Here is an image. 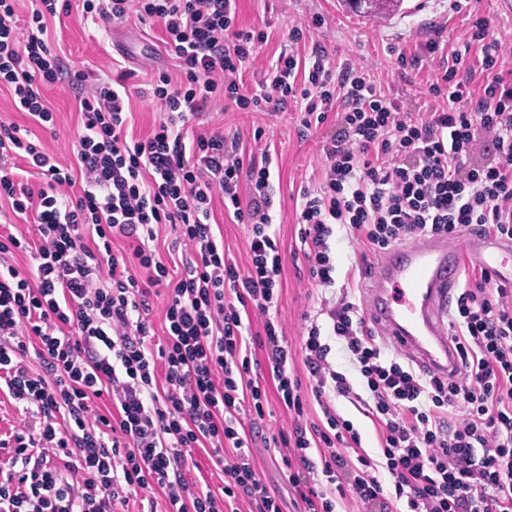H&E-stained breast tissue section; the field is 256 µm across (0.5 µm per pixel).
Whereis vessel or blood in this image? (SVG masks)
<instances>
[{
	"mask_svg": "<svg viewBox=\"0 0 512 512\" xmlns=\"http://www.w3.org/2000/svg\"><path fill=\"white\" fill-rule=\"evenodd\" d=\"M505 252H512V240L494 237L473 238L462 251L444 237L395 247L374 268L367 290L370 316L392 345L431 372L450 374L458 354L446 315L463 261L471 259L512 284L501 258Z\"/></svg>",
	"mask_w": 512,
	"mask_h": 512,
	"instance_id": "b4317fda",
	"label": "vessel or blood"
}]
</instances>
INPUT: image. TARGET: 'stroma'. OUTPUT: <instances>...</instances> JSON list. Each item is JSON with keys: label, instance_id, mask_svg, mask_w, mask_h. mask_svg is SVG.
Instances as JSON below:
<instances>
[{"label": "stroma", "instance_id": "1", "mask_svg": "<svg viewBox=\"0 0 512 512\" xmlns=\"http://www.w3.org/2000/svg\"><path fill=\"white\" fill-rule=\"evenodd\" d=\"M238 14L240 27L269 34L268 42L259 52V65L243 74V83L248 88L261 79V63L291 49L306 55L313 45L319 44L332 53L338 64L353 63L368 68L377 85L400 101L404 110L425 112L435 104L428 88L440 72L439 62L423 58L418 65L403 67L397 61L398 56L420 55L422 45L431 39L439 41L448 52L464 49L471 22L476 18L486 22L489 39L501 43L504 65L512 70V12L502 10L498 0H402L396 12L381 18L350 12L342 0H238ZM297 26L303 28L304 37L295 44L288 34ZM48 37L50 48L70 66L102 77L111 75L118 65L138 72L146 68L171 71L176 64L162 42L159 26L143 24L131 17L102 28L84 17L81 7L75 4L50 22ZM43 94L54 115L53 126L45 129L31 126L26 114L15 107L9 92L3 89L0 90V123L30 129L35 144L53 153L63 166H73V144L82 124L78 99L83 90L63 79L45 86ZM218 128L245 157L257 159L266 151L273 157L275 231L283 256L277 317L285 327L290 351L288 368L300 380L306 400L305 418L310 423L320 422L323 413L311 393L309 374L301 356L302 336L308 319H315L321 328L322 341L331 347L330 361L337 368H345L341 343L330 334L328 312L347 286V275L359 245L348 229L337 228L331 239L336 284L317 285L306 271L297 204L304 188L318 187L322 181L324 147L336 129V121L330 117L306 131L294 106L271 114L216 106L207 110L192 130L198 134ZM211 219L215 234L224 240L226 255L237 264H245L246 225L233 223L225 215L224 201L219 197L213 201ZM244 324L258 342L255 357L268 395L264 416L256 422L259 435L249 452L270 495L280 502L283 512H296L294 491L283 474L282 458L289 450L265 444L267 438L288 430L292 417L277 397L267 350L259 345L264 337L262 317L249 312ZM335 408L360 433L363 453L380 459L375 427L365 406L339 398Z\"/></svg>", "mask_w": 512, "mask_h": 512}]
</instances>
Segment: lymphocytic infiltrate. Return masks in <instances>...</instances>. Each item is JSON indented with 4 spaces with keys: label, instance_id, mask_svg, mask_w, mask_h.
Here are the masks:
<instances>
[{
    "label": "lymphocytic infiltrate",
    "instance_id": "f902f5d3",
    "mask_svg": "<svg viewBox=\"0 0 512 512\" xmlns=\"http://www.w3.org/2000/svg\"><path fill=\"white\" fill-rule=\"evenodd\" d=\"M59 0H33L30 33L19 41L16 0H0V87L41 126L53 114L44 86L67 75L87 86L80 100L77 170L0 127V198L37 226L36 240L0 241V391L21 407V429L0 438V512H124L132 493L167 492L170 512H235V502L282 512L247 448L254 439L242 410L263 416L267 391L253 378L241 305L264 318L267 358L279 400L293 414L282 463L300 512H336L352 497L367 512H512V286L488 271L468 278L451 321L459 377L416 369L387 355L361 308L340 298L332 333L360 374L379 433L382 463L350 462L360 446L333 399H357L346 374L328 359L329 344L311 325L301 345L311 393L325 425L304 420L301 383L288 370L278 308L282 257L276 234L270 155L243 161L222 132L189 136L188 127L218 102L251 112L299 106L304 128L335 115L339 129L325 152L319 189L303 190L300 239L309 275L333 286L330 239L347 226L372 258L410 240L456 238L471 225L512 239V80L502 75L501 46L474 20L483 82L472 93L465 54L445 59L429 91L439 106L404 111L368 71L339 66L326 47L279 54L242 92L238 78L259 56L263 31L238 23V0H82L84 15L110 23L129 15L159 25L178 76L150 79L164 119L144 139L126 131L131 72L106 78L65 69L45 40ZM42 176L40 188L24 170ZM79 186L77 195L68 187ZM248 228L246 265L224 254L214 234L215 196ZM161 224L179 226L190 250L170 274L152 243ZM127 249L114 253L113 239ZM29 254L31 270L12 265ZM139 274H131V266ZM109 285H101V272ZM165 291V336L153 340L149 289ZM35 355L39 370L25 361ZM111 393L113 416L92 398ZM209 443L224 472L220 491L185 476L196 445ZM320 468L325 485L301 484L295 466ZM75 471L72 482L67 471Z\"/></svg>",
    "mask_w": 512,
    "mask_h": 512
}]
</instances>
